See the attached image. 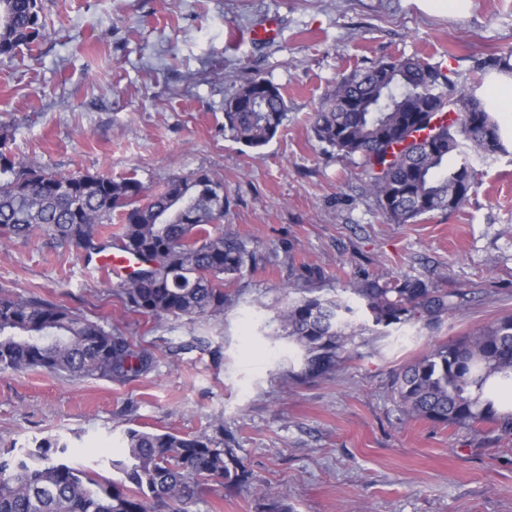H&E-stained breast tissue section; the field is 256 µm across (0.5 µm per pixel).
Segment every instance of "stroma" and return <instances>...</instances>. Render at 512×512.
I'll return each instance as SVG.
<instances>
[{"instance_id": "35a3bbf8", "label": "stroma", "mask_w": 512, "mask_h": 512, "mask_svg": "<svg viewBox=\"0 0 512 512\" xmlns=\"http://www.w3.org/2000/svg\"><path fill=\"white\" fill-rule=\"evenodd\" d=\"M37 49L0 56V128L12 153L57 174L136 176L158 187L198 170L223 182L221 228L254 261L225 284L223 315L156 325L128 311L81 251L37 236L0 243V289L64 299L155 353L130 383L0 373V448L57 436L70 463L117 478L107 459L135 428L223 437L247 470L211 482L193 512H512V439L405 419L394 380L430 348L512 314V116L507 154L477 163L454 211L390 224L360 169L312 131L321 99L356 68L419 56L458 83L512 52V0H472L458 17L422 0H42ZM276 18L265 42L251 29ZM279 85L288 118L261 150L224 133L244 82ZM465 292L434 321L355 337L327 377L299 379L301 353L280 314L315 295L361 301L375 276Z\"/></svg>"}]
</instances>
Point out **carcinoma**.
<instances>
[{
    "mask_svg": "<svg viewBox=\"0 0 512 512\" xmlns=\"http://www.w3.org/2000/svg\"><path fill=\"white\" fill-rule=\"evenodd\" d=\"M42 0H0V55L29 52L44 38ZM478 83L448 82L417 57L381 61L342 77L319 103L316 138L357 159L369 194L384 218L406 224L469 197L474 161L507 153ZM454 117L449 118L447 114ZM288 116L273 82H245L224 102V132L257 150ZM0 135V232L35 234L61 247L83 241L86 256L112 247L143 265L117 283L131 311L158 322L224 314V281L243 275L251 254L224 237V184L198 171L173 176L152 190L135 177L60 175L35 168L6 150ZM119 218L117 232L104 229ZM373 326L388 327L457 307L458 291L441 292L420 279L373 280L354 289ZM343 300L304 297L288 305L280 323L302 352L300 378L333 373L356 335ZM154 352L94 321L65 301L0 289V372L35 370L67 377L129 383L151 371ZM512 388V316L438 345L394 381L409 419L445 426L493 423L512 436V412L497 408ZM124 452L110 459L120 481L64 460L68 446L44 440L21 456H0V512H190L210 481L232 486L247 473L224 440L186 438L128 428Z\"/></svg>",
    "mask_w": 512,
    "mask_h": 512,
    "instance_id": "1",
    "label": "carcinoma"
}]
</instances>
